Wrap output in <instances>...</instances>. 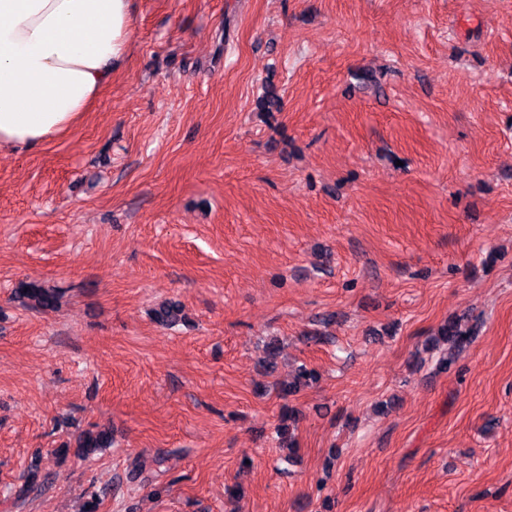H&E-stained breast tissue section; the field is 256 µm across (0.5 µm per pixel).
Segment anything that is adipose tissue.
<instances>
[{"label":"adipose tissue","instance_id":"adipose-tissue-1","mask_svg":"<svg viewBox=\"0 0 512 512\" xmlns=\"http://www.w3.org/2000/svg\"><path fill=\"white\" fill-rule=\"evenodd\" d=\"M134 0H0V150L66 135L110 84Z\"/></svg>","mask_w":512,"mask_h":512}]
</instances>
